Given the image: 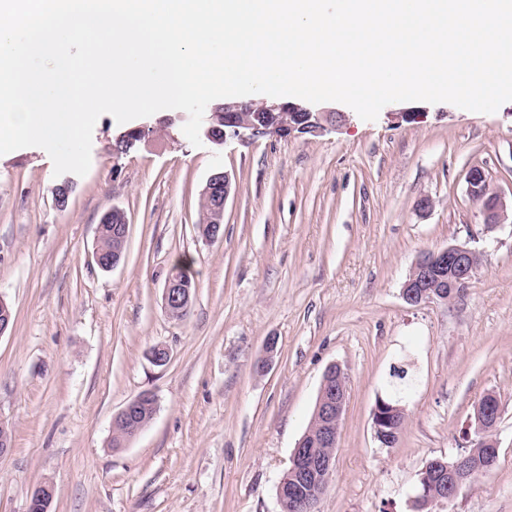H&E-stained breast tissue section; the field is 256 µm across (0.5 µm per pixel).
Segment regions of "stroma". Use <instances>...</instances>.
<instances>
[{
	"label": "stroma",
	"instance_id": "stroma-1",
	"mask_svg": "<svg viewBox=\"0 0 512 512\" xmlns=\"http://www.w3.org/2000/svg\"><path fill=\"white\" fill-rule=\"evenodd\" d=\"M310 110L312 133L198 147L187 114L162 110L140 118L150 136L123 152L127 124L102 115L62 211L45 150L0 155V298L15 315L0 335V422L12 437L0 512H27L41 482L55 487L51 512H281L277 486L333 364L348 397L317 512H417L426 463L469 450L489 393L498 465L431 512H512V223L487 227L465 180L482 167L512 201V101L491 114L393 102L373 121L338 102ZM217 169L232 192L224 237L210 243L196 226ZM115 206L128 238L105 272L91 255ZM452 244L484 254L464 304H407L415 260ZM179 260L195 291L176 320L162 290ZM157 344L166 365L148 356ZM403 362L418 383L398 445L384 448L372 411ZM145 390L153 420L110 447L113 416Z\"/></svg>",
	"mask_w": 512,
	"mask_h": 512
}]
</instances>
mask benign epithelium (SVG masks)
I'll return each instance as SVG.
<instances>
[{
	"mask_svg": "<svg viewBox=\"0 0 512 512\" xmlns=\"http://www.w3.org/2000/svg\"><path fill=\"white\" fill-rule=\"evenodd\" d=\"M277 112L281 115L288 112H300L308 119V123L316 126V116L307 109L290 103L275 100H263L260 104L240 103L226 101L210 108L207 118L209 125L206 127V135L214 138V127L211 125L216 118L224 116V134L238 135L243 130L250 134L262 135L267 133L272 126L265 122H256L246 119L245 112ZM466 183L469 195L483 202L484 223L492 228L503 224L508 219L507 207L501 196L497 193H488V176L481 167L474 166L466 173ZM232 190V182L229 174L223 170L213 171L206 180L202 190V196L209 201V209L201 223L210 225L206 240L213 242L224 235V207ZM103 221L116 224L119 238L125 240L128 236L129 222L126 213L114 207L103 215ZM481 253L466 245H450L437 251L428 252L420 256L415 262L413 276L406 280L402 287V297L412 306L422 303L448 302V296H456L468 288L477 270L476 258ZM93 260L102 270L116 268L121 260V253L117 252L109 256L99 250L93 251ZM163 307L166 313H171L175 307L190 300V292L177 275L168 274L165 281L163 294ZM329 371L336 372V380L339 382L335 396L318 403L315 413L321 415L323 426L319 434L322 444L330 447L326 453H316L309 447L306 439L297 442L291 456L289 473L295 484V490L305 493L303 503L308 512H315L316 506L324 495L334 468V450L337 445L339 430L347 401V385L344 384L346 374L338 365H333ZM154 399V394L144 391L130 400L117 414L116 417L130 419L135 416L140 405ZM385 402L377 399L372 413L373 426L376 439L382 446L391 444L390 431L386 430V417L382 409ZM501 410L495 406V402L486 400L478 402L476 406V424L474 438L471 442L477 446L487 448V468H492L498 460L499 448L496 439H489L487 435L496 428L500 419Z\"/></svg>",
	"mask_w": 512,
	"mask_h": 512,
	"instance_id": "1",
	"label": "benign epithelium"
}]
</instances>
